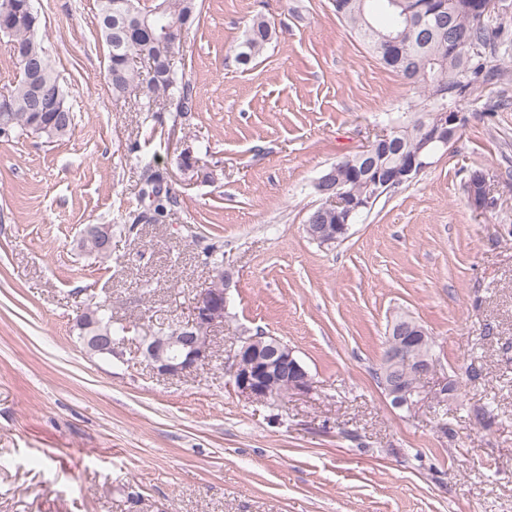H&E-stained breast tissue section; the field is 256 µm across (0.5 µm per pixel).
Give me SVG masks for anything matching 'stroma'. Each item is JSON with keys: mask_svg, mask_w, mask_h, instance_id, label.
I'll use <instances>...</instances> for the list:
<instances>
[{"mask_svg": "<svg viewBox=\"0 0 512 512\" xmlns=\"http://www.w3.org/2000/svg\"><path fill=\"white\" fill-rule=\"evenodd\" d=\"M35 6L75 127L0 140V512H512V79L459 101L448 147L322 247L314 181L418 102L332 0H202L175 48L193 108L148 115L143 95L112 96L97 0ZM258 14L273 39L243 64ZM148 166L174 196L161 218ZM90 224L111 225V258L81 249ZM216 242L233 280L215 354L159 376L135 339L191 319ZM104 300L135 335L119 360L77 341ZM400 314L439 360L411 411L374 376ZM259 331L293 348L308 391L236 392L224 350Z\"/></svg>", "mask_w": 512, "mask_h": 512, "instance_id": "35a3bbf8", "label": "stroma"}]
</instances>
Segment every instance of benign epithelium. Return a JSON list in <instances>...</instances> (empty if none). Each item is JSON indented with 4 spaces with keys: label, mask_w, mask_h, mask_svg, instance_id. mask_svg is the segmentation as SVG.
<instances>
[{
    "label": "benign epithelium",
    "mask_w": 512,
    "mask_h": 512,
    "mask_svg": "<svg viewBox=\"0 0 512 512\" xmlns=\"http://www.w3.org/2000/svg\"><path fill=\"white\" fill-rule=\"evenodd\" d=\"M378 45L389 54H403L400 37L395 31L378 33ZM460 123V114L451 110L436 112L431 117L422 143L409 155H404L392 166L375 168L372 157L375 153H389L396 150L397 142L391 131L376 137L360 150V159L365 161L363 173L368 175L366 189L357 194L346 189L349 182H338L329 190L322 191L329 201L325 209L336 215L334 224H308L306 230L324 245L336 243L348 233L351 224L365 210L371 208L382 197L381 191L387 186H402L413 181L427 167L432 153L448 146L454 138ZM94 234L100 242L112 247V225L88 226L83 235ZM232 282V273L213 276L209 286L199 295L194 318L183 324L171 323L165 333L151 332L141 337L140 350L149 368L156 374L179 377L194 366L210 358L212 333L224 325L227 306V292ZM389 328L394 339L386 346L385 362L388 368L389 388L387 395L398 409L410 410L422 400L419 386L407 385L393 373L407 350H419L414 371L424 375L432 372L429 361L427 331L410 317L401 316L392 320ZM124 336H94L89 345L105 350L112 356L122 355L120 347ZM226 373L238 392L252 400L268 401L274 395V383L288 375L285 393L304 392L312 384L311 377L303 364L294 356L293 350L277 338L266 336H241L229 351Z\"/></svg>",
    "instance_id": "7a95c632"
}]
</instances>
